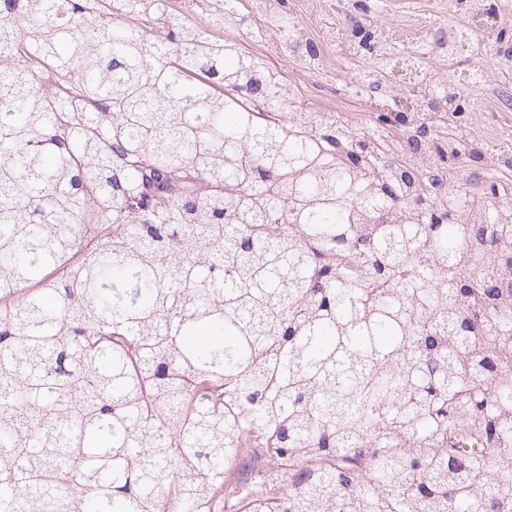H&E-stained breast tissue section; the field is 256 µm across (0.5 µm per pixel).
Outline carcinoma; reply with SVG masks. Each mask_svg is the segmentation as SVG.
I'll use <instances>...</instances> for the list:
<instances>
[{"label": "carcinoma", "instance_id": "obj_1", "mask_svg": "<svg viewBox=\"0 0 512 512\" xmlns=\"http://www.w3.org/2000/svg\"><path fill=\"white\" fill-rule=\"evenodd\" d=\"M0 0V512H512V168L327 3ZM447 96L445 105L437 102ZM326 51L329 53V65L334 71L336 78L330 86L317 87L311 83L299 80L295 74L291 72V69H289V64L284 58L270 57V61L284 72L285 84L290 97H293L296 100L302 101L311 106L335 100L336 109L330 112L342 113V101L340 99L336 100V98H339L340 96L336 93V86L341 80L352 74V72H354L363 63L360 59H345V57L339 52V49L336 46V42L328 44Z\"/></svg>", "mask_w": 512, "mask_h": 512}]
</instances>
